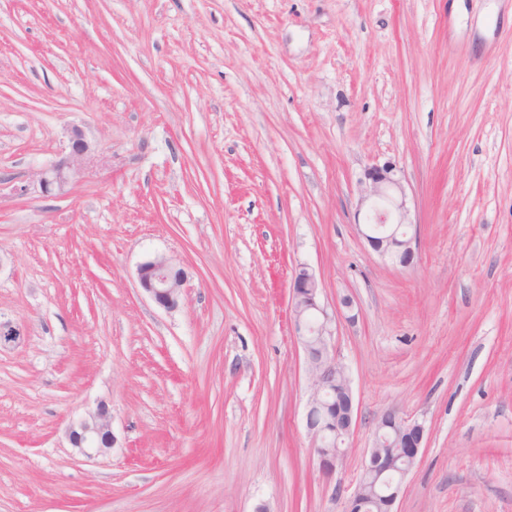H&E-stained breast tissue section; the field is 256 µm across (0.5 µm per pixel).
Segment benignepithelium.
Wrapping results in <instances>:
<instances>
[{
	"mask_svg": "<svg viewBox=\"0 0 512 512\" xmlns=\"http://www.w3.org/2000/svg\"><path fill=\"white\" fill-rule=\"evenodd\" d=\"M70 141L69 155L38 173L37 181L43 192H64L90 161L89 146L80 129L72 130ZM361 184L360 204H369L371 210V217L360 228L361 235L380 256L402 267L410 265L416 237L410 234L412 221L396 165L388 162L368 168ZM374 223L392 224L403 232L376 233L371 229ZM187 281L185 268L165 255H157L137 268L139 288L167 311L178 308ZM291 320L309 375L306 428L313 440L319 469L331 475L342 466L348 452L343 444L356 426L358 410L346 368L331 354L332 318L320 305L317 276L305 265L295 270L291 281ZM424 435L425 426L417 419L404 417L395 410L381 415L360 480L344 512H370L375 503L382 504L387 512H397L395 504L404 479L417 460ZM68 437L84 455L108 454L117 443L109 408L101 404L72 419Z\"/></svg>",
	"mask_w": 512,
	"mask_h": 512,
	"instance_id": "1",
	"label": "benign epithelium"
}]
</instances>
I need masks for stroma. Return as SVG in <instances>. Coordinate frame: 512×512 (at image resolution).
I'll use <instances>...</instances> for the list:
<instances>
[{
	"instance_id": "obj_1",
	"label": "stroma",
	"mask_w": 512,
	"mask_h": 512,
	"mask_svg": "<svg viewBox=\"0 0 512 512\" xmlns=\"http://www.w3.org/2000/svg\"><path fill=\"white\" fill-rule=\"evenodd\" d=\"M74 127L98 163L42 193ZM388 161L406 267L356 225ZM302 264L358 410L332 476ZM0 323V512H343L389 409L426 429L398 512H512V0H0ZM187 281L185 268L165 255H157L137 268L139 288L167 311L178 308ZM68 437L71 444L84 455L108 454L117 443L112 431V416L109 408L101 404L95 410L73 418L68 428Z\"/></svg>"
}]
</instances>
